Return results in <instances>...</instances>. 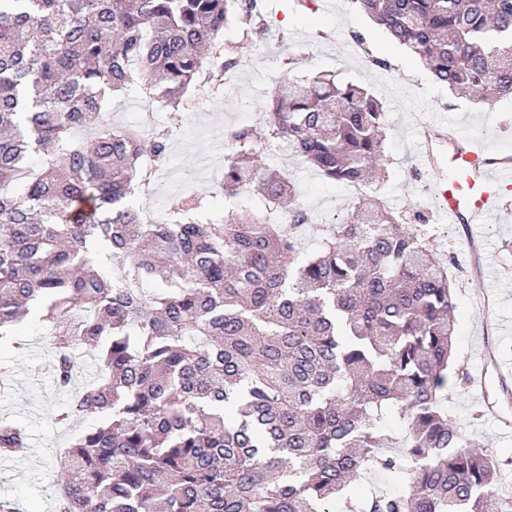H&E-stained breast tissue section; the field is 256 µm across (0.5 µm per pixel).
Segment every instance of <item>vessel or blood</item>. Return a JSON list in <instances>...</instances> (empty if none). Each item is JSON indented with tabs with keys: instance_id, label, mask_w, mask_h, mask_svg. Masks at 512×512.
Listing matches in <instances>:
<instances>
[{
	"instance_id": "b4317fda",
	"label": "vessel or blood",
	"mask_w": 512,
	"mask_h": 512,
	"mask_svg": "<svg viewBox=\"0 0 512 512\" xmlns=\"http://www.w3.org/2000/svg\"><path fill=\"white\" fill-rule=\"evenodd\" d=\"M448 148L451 178H444L435 191L439 210L452 224H483L512 194V159L493 157L476 143H460L447 122L433 121L414 142V151L431 166H438L440 146Z\"/></svg>"
}]
</instances>
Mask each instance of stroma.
Masks as SVG:
<instances>
[{
    "label": "stroma",
    "instance_id": "35a3bbf8",
    "mask_svg": "<svg viewBox=\"0 0 512 512\" xmlns=\"http://www.w3.org/2000/svg\"><path fill=\"white\" fill-rule=\"evenodd\" d=\"M261 21L267 28L266 48L238 43L241 58L236 79L228 93L195 92L182 113L186 139L170 141L175 171L163 192L146 186L137 192L135 204L147 221H162L172 198L203 194L198 176L204 166L222 160L226 152L224 131L238 125H257L258 112L284 81L304 76L328 75L337 82L371 90L382 103L388 127L384 151L388 175L364 186L393 208L406 201L432 200L437 183L421 171L413 152L415 132L422 122L442 116L467 137H473L497 156H512V96L493 103H475L454 97L435 83L418 56L390 40L387 33L361 14L354 0H336L335 8L320 6L309 11L295 0H262ZM384 59L381 67L373 58ZM116 126L171 128L172 116L164 110L143 107L138 86H131L112 106ZM266 164L285 166L300 204L313 216L324 213L323 202L333 199L338 213H347L355 197L349 186L322 179L298 157L281 163L268 151ZM422 232L433 251L452 257L456 274L454 302L457 335L453 365L464 373L480 366L481 351H490L496 362L512 367V198L491 215L481 237L469 239L468 228L438 220ZM20 348H0V368L9 377L0 386V419L24 426L31 446L24 457L0 458V500L19 502L26 512H54L57 475L65 448L73 436L95 426V419L72 416L56 419L58 408L70 400L96 371L92 353L78 350L81 370L71 385L58 389L44 364L53 352V338L37 319L30 318L17 330ZM487 396L471 386L453 389L444 405L448 417L463 428L475 447L498 457H512V435L503 434V419L512 420V383L501 386L497 378L487 383Z\"/></svg>",
    "mask_w": 512,
    "mask_h": 512
}]
</instances>
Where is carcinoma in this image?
<instances>
[{"label": "carcinoma", "mask_w": 512, "mask_h": 512, "mask_svg": "<svg viewBox=\"0 0 512 512\" xmlns=\"http://www.w3.org/2000/svg\"><path fill=\"white\" fill-rule=\"evenodd\" d=\"M455 95H512V0H355ZM257 0H0V346L30 307L55 336L47 369L66 388L76 350L97 370L59 410L101 419L76 435L62 512H489L492 472L443 400L454 320L450 265L370 195L321 230L288 176L259 167L266 142L225 134L219 192L258 184L268 208L202 224H150L131 203L164 166L170 133L117 128L110 100L185 109L239 60L218 34L257 32ZM261 121L323 178L361 186L384 166L386 112L324 75L278 87ZM39 154L44 168L28 165ZM96 201L88 215L76 200ZM29 448L0 419V456ZM389 485L359 495L373 474Z\"/></svg>", "instance_id": "cac0c4a2"}]
</instances>
